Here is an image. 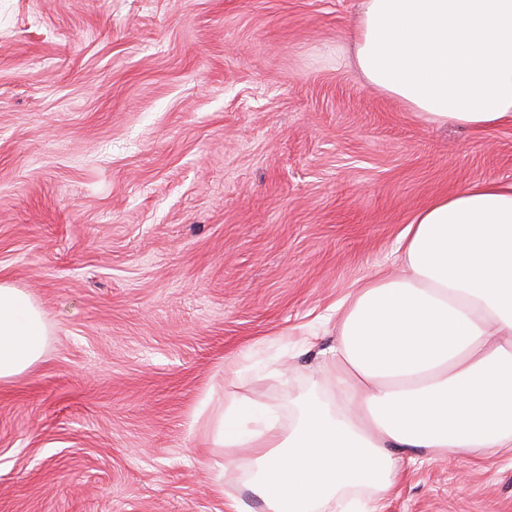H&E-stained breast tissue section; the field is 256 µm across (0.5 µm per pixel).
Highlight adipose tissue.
<instances>
[{"label": "adipose tissue", "mask_w": 512, "mask_h": 512, "mask_svg": "<svg viewBox=\"0 0 512 512\" xmlns=\"http://www.w3.org/2000/svg\"><path fill=\"white\" fill-rule=\"evenodd\" d=\"M353 63L438 124L512 122V0H364ZM392 275L336 306L326 399L287 428L265 406H210L204 437L249 451L266 512H376L407 464L512 449V183L432 199L398 240ZM29 296L0 282V382L44 354Z\"/></svg>", "instance_id": "obj_1"}]
</instances>
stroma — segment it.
Returning a JSON list of instances; mask_svg holds the SVG:
<instances>
[{
  "label": "stroma",
  "instance_id": "stroma-1",
  "mask_svg": "<svg viewBox=\"0 0 512 512\" xmlns=\"http://www.w3.org/2000/svg\"><path fill=\"white\" fill-rule=\"evenodd\" d=\"M360 2L0 0V281L48 329L0 383V512H225L207 395L288 424L414 214L512 182V123L364 82ZM381 512H512V451L418 460Z\"/></svg>",
  "mask_w": 512,
  "mask_h": 512
}]
</instances>
